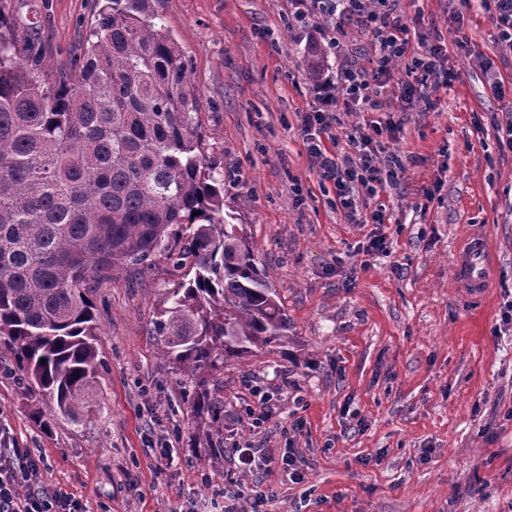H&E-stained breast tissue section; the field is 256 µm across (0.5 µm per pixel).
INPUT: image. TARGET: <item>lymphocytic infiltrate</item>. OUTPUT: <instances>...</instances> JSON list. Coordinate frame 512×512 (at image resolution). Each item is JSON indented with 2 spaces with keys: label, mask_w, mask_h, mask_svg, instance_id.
<instances>
[{
  "label": "lymphocytic infiltrate",
  "mask_w": 512,
  "mask_h": 512,
  "mask_svg": "<svg viewBox=\"0 0 512 512\" xmlns=\"http://www.w3.org/2000/svg\"><path fill=\"white\" fill-rule=\"evenodd\" d=\"M303 12L335 15L340 21L356 19L370 26L375 41L370 67L345 69L339 80L324 79L313 88L316 106L302 113L300 136L319 176L334 181L341 207L353 224L384 221L382 211L362 216L361 195H376L398 183L406 165L395 154L378 158L371 147L374 137L400 128L394 120H375L348 135L347 154L336 156L324 143L339 118L338 111L379 112L389 105V75L393 63L410 57L411 70L422 71L450 85L455 74L447 67V47L426 44L423 53L412 54L409 26L395 14L390 0H297ZM39 459L20 451L0 449V512H84L79 499L42 484Z\"/></svg>",
  "instance_id": "f902f5d3"
}]
</instances>
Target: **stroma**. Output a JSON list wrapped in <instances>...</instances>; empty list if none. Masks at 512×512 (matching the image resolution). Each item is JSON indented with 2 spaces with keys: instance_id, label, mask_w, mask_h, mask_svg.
<instances>
[{
  "instance_id": "obj_1",
  "label": "stroma",
  "mask_w": 512,
  "mask_h": 512,
  "mask_svg": "<svg viewBox=\"0 0 512 512\" xmlns=\"http://www.w3.org/2000/svg\"><path fill=\"white\" fill-rule=\"evenodd\" d=\"M18 24L35 23L44 75L86 46L94 0H7ZM288 0H163L165 24L182 46L197 95L201 151L224 175V210L253 240L259 267L280 295L291 328L284 347L229 362L224 460L195 434L191 390L157 357L151 319L173 277L161 256L113 271L95 292L105 367L98 406L82 422L42 429L0 346V428L40 455L45 485L73 493L85 512H224L216 491L272 489L262 512H512V151L475 116L512 110V49L472 0H397L404 20L423 18L445 40L450 86L394 63L390 84L412 81L433 109L403 113L400 131L378 138L408 160L396 188L367 199L385 224H351L334 182L321 180L299 135L313 105L305 72L311 44L324 71L368 63L374 33L361 23L324 33V16L291 21ZM463 12L453 32L451 17ZM471 234L495 255L486 293L455 285V256ZM388 249L368 253L371 237ZM274 413L253 427V388ZM172 445L171 466L155 458ZM259 448L263 468L241 475L236 448ZM295 450L294 470L281 462Z\"/></svg>"
}]
</instances>
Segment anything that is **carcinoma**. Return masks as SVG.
Returning a JSON list of instances; mask_svg holds the SVG:
<instances>
[{
	"label": "carcinoma",
	"instance_id": "1",
	"mask_svg": "<svg viewBox=\"0 0 512 512\" xmlns=\"http://www.w3.org/2000/svg\"><path fill=\"white\" fill-rule=\"evenodd\" d=\"M161 0H104L68 72L42 79L0 0V345L30 392L74 423L97 406L92 293L120 265L165 256L152 336L189 380L190 417L224 431V364L288 342L290 320L244 229L224 213V174L200 150L184 51Z\"/></svg>",
	"mask_w": 512,
	"mask_h": 512
}]
</instances>
